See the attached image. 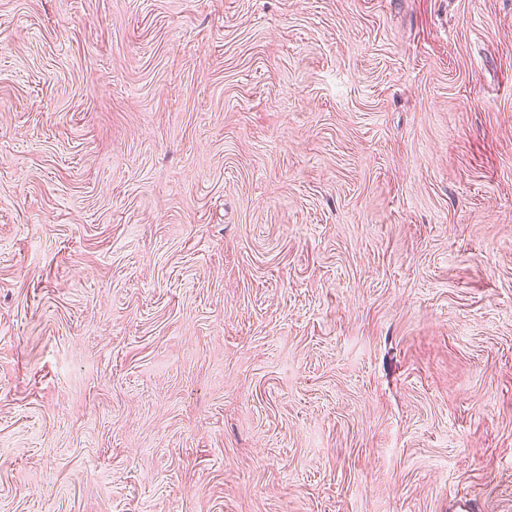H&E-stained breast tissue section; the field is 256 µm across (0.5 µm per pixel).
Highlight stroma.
I'll return each instance as SVG.
<instances>
[{"label": "stroma", "mask_w": 512, "mask_h": 512, "mask_svg": "<svg viewBox=\"0 0 512 512\" xmlns=\"http://www.w3.org/2000/svg\"><path fill=\"white\" fill-rule=\"evenodd\" d=\"M512 512V0H0V512Z\"/></svg>", "instance_id": "obj_1"}]
</instances>
